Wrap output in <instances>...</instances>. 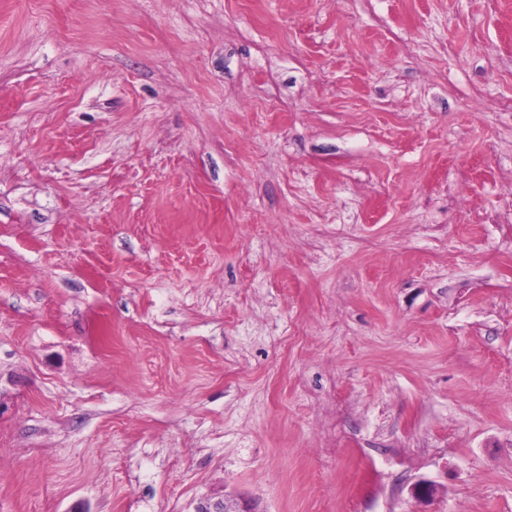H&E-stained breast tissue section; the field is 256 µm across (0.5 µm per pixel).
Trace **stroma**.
I'll list each match as a JSON object with an SVG mask.
<instances>
[{"instance_id": "obj_1", "label": "stroma", "mask_w": 512, "mask_h": 512, "mask_svg": "<svg viewBox=\"0 0 512 512\" xmlns=\"http://www.w3.org/2000/svg\"><path fill=\"white\" fill-rule=\"evenodd\" d=\"M229 494L512 512V0H0V512Z\"/></svg>"}]
</instances>
